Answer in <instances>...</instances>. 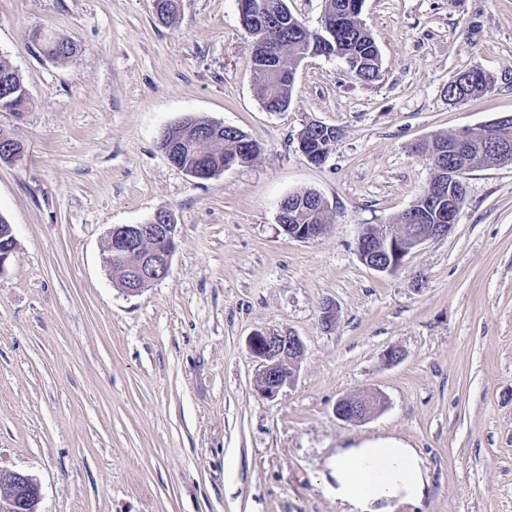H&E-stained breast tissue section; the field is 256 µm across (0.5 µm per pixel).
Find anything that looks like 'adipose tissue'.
Segmentation results:
<instances>
[{"mask_svg": "<svg viewBox=\"0 0 512 512\" xmlns=\"http://www.w3.org/2000/svg\"><path fill=\"white\" fill-rule=\"evenodd\" d=\"M328 469L337 498L356 512H390V502H419L427 484L423 460L393 440L337 449Z\"/></svg>", "mask_w": 512, "mask_h": 512, "instance_id": "obj_1", "label": "adipose tissue"}]
</instances>
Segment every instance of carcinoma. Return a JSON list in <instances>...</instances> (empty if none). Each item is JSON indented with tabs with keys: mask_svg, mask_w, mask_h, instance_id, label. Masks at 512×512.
Segmentation results:
<instances>
[{
	"mask_svg": "<svg viewBox=\"0 0 512 512\" xmlns=\"http://www.w3.org/2000/svg\"><path fill=\"white\" fill-rule=\"evenodd\" d=\"M364 0H325V20L327 29L320 34H307L302 30V21L287 7L278 11L271 20L269 35L282 47L280 64L283 70L293 67L302 57L325 56L338 57L345 61L354 77L363 82H373L380 78L381 56L373 34L362 23L361 13ZM33 41L39 52L51 59L67 58L75 51L73 42L57 38L50 33L37 32ZM254 79L258 86L261 101H291L294 84L288 78L280 81L267 75L262 61L251 59ZM9 81L7 88L0 87V112H12L20 115L29 107V97L18 70L6 59L0 57V84ZM496 86V80L483 68L474 65L459 73L448 83V96L461 103L470 98L490 93ZM310 135V150L327 152L336 141V128L321 123L306 124ZM484 133L473 136V148L463 161L448 153L449 136H437L426 147V155L441 153L436 166L438 178L447 179V171H454V178L448 185L449 192L463 204L466 188L463 175L476 164H497L500 156L491 150L482 148ZM241 151L239 139L226 135L224 139L205 146H188L182 154L183 164H197L198 156L206 154L208 163L214 170L224 169V162Z\"/></svg>",
	"mask_w": 512,
	"mask_h": 512,
	"instance_id": "carcinoma-1",
	"label": "carcinoma"
}]
</instances>
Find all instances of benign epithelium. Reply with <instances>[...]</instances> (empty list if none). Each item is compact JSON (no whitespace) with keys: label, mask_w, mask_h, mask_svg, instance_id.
Returning a JSON list of instances; mask_svg holds the SVG:
<instances>
[{"label":"benign epithelium","mask_w":512,"mask_h":512,"mask_svg":"<svg viewBox=\"0 0 512 512\" xmlns=\"http://www.w3.org/2000/svg\"><path fill=\"white\" fill-rule=\"evenodd\" d=\"M278 9L275 4L256 9L253 0H238L239 21L252 36V53L264 59H273L278 49L271 41L262 23L263 17ZM234 127L219 123L200 126L195 122H179L165 128L159 145L173 165L180 163L182 149L189 144H206L220 138ZM306 205L280 200L278 222L284 232L297 240H313L324 234L327 225L321 223L329 207L319 199L314 223L302 224ZM459 209L448 200V209L442 211L443 223L432 224L420 231L412 224L397 225L396 232H386L373 239L358 238L356 249L362 262L371 269L391 274L403 266L402 257L419 248L430 239L446 237L453 229ZM176 224L169 211H158L141 224H121L111 227L105 250L107 267L137 259L131 269L129 287L124 292L136 295L163 280L169 273L175 242ZM249 348L260 364L261 394L275 397L293 382L304 356L301 339L291 332H259L251 337ZM383 406L377 393L344 397L336 401V416L347 422H362L372 417ZM40 490L28 474L0 468V512H38Z\"/></svg>","instance_id":"obj_1"}]
</instances>
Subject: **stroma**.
Masks as SVG:
<instances>
[{"mask_svg": "<svg viewBox=\"0 0 512 512\" xmlns=\"http://www.w3.org/2000/svg\"><path fill=\"white\" fill-rule=\"evenodd\" d=\"M361 18L379 80L309 57L288 110L269 112L236 0H179L167 23L156 0H0V55L31 101L0 112L22 146L0 161L17 242L0 274V468L37 481L39 512H348L329 459L379 440L427 468L423 499L393 512H512V163L468 171L452 232L396 272L356 251L433 178L425 142L512 115V0H364ZM36 30L75 54L43 57ZM474 65L494 91L449 103ZM189 115L239 128L259 155L191 177L158 147ZM312 121L339 132L320 165L298 148ZM309 189L333 222L300 241L278 203ZM162 210L169 274L126 294L108 231ZM288 330L305 345L297 376L262 397L248 340ZM374 391L370 419L337 418L339 398Z\"/></svg>", "mask_w": 512, "mask_h": 512, "instance_id": "stroma-1", "label": "stroma"}]
</instances>
